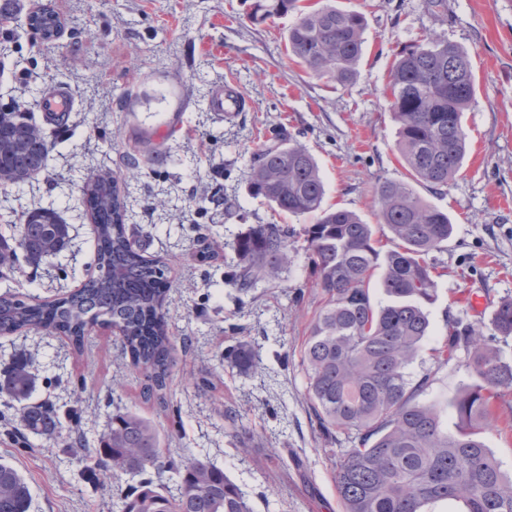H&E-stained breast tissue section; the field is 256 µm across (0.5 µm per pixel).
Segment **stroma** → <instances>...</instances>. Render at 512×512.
I'll return each instance as SVG.
<instances>
[{
	"label": "stroma",
	"mask_w": 512,
	"mask_h": 512,
	"mask_svg": "<svg viewBox=\"0 0 512 512\" xmlns=\"http://www.w3.org/2000/svg\"><path fill=\"white\" fill-rule=\"evenodd\" d=\"M44 2L63 21L56 41L44 42L20 22L0 31V107L38 112V99L64 85L75 109L56 134L47 173L20 190L0 187V219L16 221L20 206L52 202L71 226V241L59 258L36 266L18 260L0 292L52 299L80 286L95 246L81 187L110 170L122 180L137 247L167 266L173 367L163 407L142 398L143 378L133 371L113 391L122 348L104 328L90 332L80 356L57 335L2 336L0 368L24 351L38 377L36 398L77 407L88 439L119 408L152 419L173 457L201 450L239 485L253 512H342L332 455L347 447V435L337 432L331 442L311 424L301 365L323 303L304 251L295 252L282 280L240 297L224 284L223 256L204 258L200 242L218 236L233 244L250 224H306L247 191L254 150L283 130L318 160L325 206L377 224L375 189L396 180L448 212L453 233L428 256L439 275L429 307L433 336L447 335L458 318L491 334L493 306L512 297V0H445L441 8L430 0H334L366 20L358 74L347 86L311 77L289 56L294 15L254 23L249 0ZM433 32L468 52L476 86L463 117L465 163L439 191L415 181L401 161L387 89L399 56ZM226 85L246 100L244 111H211L212 94ZM145 142L154 158L130 174L128 160ZM241 336L259 346L260 368L249 376L222 362ZM205 370L213 389L199 386ZM413 371L430 375L426 398L455 427L451 400L475 380L467 351L445 365L423 351ZM216 400L237 413L244 437L232 436L213 413ZM13 422V410L0 409V460L28 482L31 512H119L114 488L130 485L129 476L88 482L67 435L24 444Z\"/></svg>",
	"instance_id": "1"
}]
</instances>
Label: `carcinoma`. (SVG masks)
I'll list each match as a JSON object with an SVG mask.
<instances>
[{
    "label": "carcinoma",
    "instance_id": "obj_1",
    "mask_svg": "<svg viewBox=\"0 0 512 512\" xmlns=\"http://www.w3.org/2000/svg\"><path fill=\"white\" fill-rule=\"evenodd\" d=\"M301 0H252L254 23L295 14L288 28V54L307 72L346 86L353 82L361 57L365 17L327 0L310 6ZM388 88L398 123V147L413 176L433 189L448 185L461 169L468 135L463 113L475 100L468 53L438 36H428L395 62ZM36 123L32 113L9 111L0 125L14 147L0 148V177L22 170L41 173L56 141L24 138ZM94 218L96 274L81 287L54 301H26L0 293V335L58 332L82 354L95 326L119 331L130 367L143 375V397L165 402L172 367V337L166 302L167 266L149 261L134 247L125 224L126 202L110 172L90 177L82 186ZM249 193L278 213L312 215L299 230L286 224H251L237 239L226 284L242 293L279 279L288 271L295 243L303 240L323 305L307 336L302 362L307 398L318 432L333 438L343 430L352 446L338 449L334 477L344 512H426L452 501L458 512H512V476L500 469L480 437L482 426L496 419L497 402L512 390V363L493 343L512 337V298L494 307L493 333L460 319L435 349L446 364L466 348L478 382L466 387L453 406L459 417L454 432L442 426L438 402H421L430 374L415 379L410 367L431 332L426 305L437 297L434 267L426 257L448 241V214L424 202L402 181L378 184L375 202L393 247H376L375 229L347 209L324 207L325 183L315 157L285 131L253 153ZM70 241V225L54 203L35 207L0 238V274L12 271L17 251L31 262L59 257ZM381 271L382 298L374 300L370 282ZM228 365L253 372L258 360L250 340H240ZM36 374L28 358L18 356L0 373V399L16 406L17 434L52 439L64 427L63 415L47 401H34ZM93 465L86 478L106 468L139 478L120 491V512H252L241 488L206 458L187 450L186 460L165 459L161 437L145 417L128 410L108 415L99 446L91 448ZM167 470L165 482L153 475ZM29 487L18 471L0 462V512H30Z\"/></svg>",
    "mask_w": 512,
    "mask_h": 512
}]
</instances>
